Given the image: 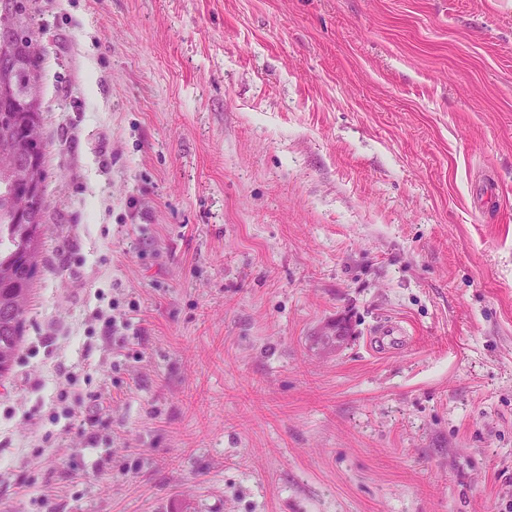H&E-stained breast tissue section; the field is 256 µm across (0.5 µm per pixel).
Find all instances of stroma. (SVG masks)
<instances>
[{
    "label": "stroma",
    "mask_w": 512,
    "mask_h": 512,
    "mask_svg": "<svg viewBox=\"0 0 512 512\" xmlns=\"http://www.w3.org/2000/svg\"><path fill=\"white\" fill-rule=\"evenodd\" d=\"M39 6L0 512H512V0ZM373 336L375 348L388 350L406 341L408 330L402 321L391 320L378 326Z\"/></svg>",
    "instance_id": "stroma-1"
}]
</instances>
